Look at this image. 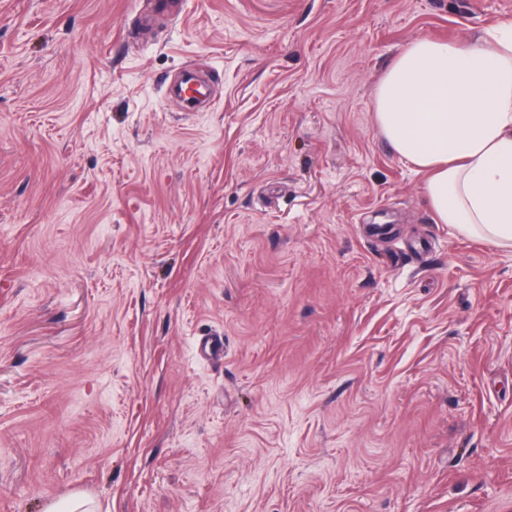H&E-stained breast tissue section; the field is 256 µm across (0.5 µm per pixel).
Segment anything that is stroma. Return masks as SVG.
Here are the masks:
<instances>
[{
	"instance_id": "stroma-1",
	"label": "stroma",
	"mask_w": 512,
	"mask_h": 512,
	"mask_svg": "<svg viewBox=\"0 0 512 512\" xmlns=\"http://www.w3.org/2000/svg\"><path fill=\"white\" fill-rule=\"evenodd\" d=\"M508 20L0 0V512H512V249L436 223L372 97ZM169 96L179 99L187 109L196 108L211 96V87L201 68L187 66L170 83ZM94 499L82 491H75L60 502L51 506L47 512H95Z\"/></svg>"
}]
</instances>
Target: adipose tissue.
Instances as JSON below:
<instances>
[{"instance_id":"adipose-tissue-1","label":"adipose tissue","mask_w":512,"mask_h":512,"mask_svg":"<svg viewBox=\"0 0 512 512\" xmlns=\"http://www.w3.org/2000/svg\"><path fill=\"white\" fill-rule=\"evenodd\" d=\"M373 97L380 133L424 174L436 222L512 248V22L466 46L414 40Z\"/></svg>"}]
</instances>
